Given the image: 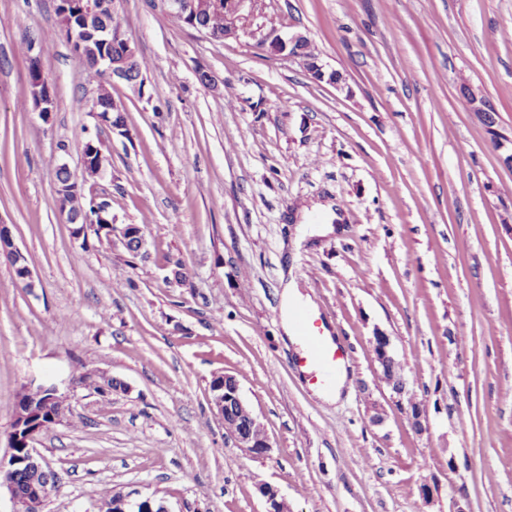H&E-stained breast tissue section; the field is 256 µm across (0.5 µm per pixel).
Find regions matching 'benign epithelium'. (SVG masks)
<instances>
[{
	"mask_svg": "<svg viewBox=\"0 0 512 512\" xmlns=\"http://www.w3.org/2000/svg\"><path fill=\"white\" fill-rule=\"evenodd\" d=\"M245 0H154L155 7L166 13L176 12H203L210 11L214 7L224 6V35H234L238 31L236 16L239 4ZM84 14L88 26L94 27L97 34V41L112 44L115 51L112 55L97 57V65L102 75L112 79V82H123L134 88L140 86L143 75L137 74V51L131 44L122 30H114L108 26L93 25L97 18L101 17V8L88 0L85 4ZM306 42V36L302 33L282 34L276 29L260 34L257 38V45L263 52L270 56H288L296 59L306 66L314 80H323L341 85L342 78L336 73H326L317 64V57L305 58L302 54V46ZM463 98L473 111L477 112L482 120L488 118V108L481 96L472 88L468 87L463 93ZM95 200L100 208L96 210L98 216L94 217L88 213L79 216L69 217V223L77 225L74 232L77 236H87L88 229L94 228L97 224H107L111 233L116 234L122 243L130 240L138 242V250H143L147 244L142 228L138 226H118L105 218L104 214L109 212L110 203L107 195L93 192ZM0 253H6L13 258L23 257L21 250L15 245L11 230L8 225L0 221ZM374 361L380 368L385 383L391 390L402 397L407 394V382L402 371L395 369V357L391 341L385 333L375 332L372 339ZM23 392L27 395H36V398L49 404L57 401L60 392L54 386L39 385L37 387L26 386ZM211 406L215 414L224 422L226 436L232 438L237 447L245 453L260 457L265 455L271 448L269 437L264 425L259 421L252 409L245 403L240 394L239 382L235 376L224 374L213 379L211 385ZM41 429L37 428L29 432L24 438V447L11 449L8 459L0 461V487L8 490L15 505L14 512H44L46 505L45 489L57 479L40 455L33 442ZM26 474L29 476L27 486L19 488L16 482L17 475ZM258 490L266 498L268 504L267 512H289L288 504L279 498L278 491L268 484H260ZM112 510L114 512H171L166 501L157 497L156 494L144 495L139 491L124 493L116 491L112 493Z\"/></svg>",
	"mask_w": 512,
	"mask_h": 512,
	"instance_id": "obj_1",
	"label": "benign epithelium"
}]
</instances>
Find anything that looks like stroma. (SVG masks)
Returning a JSON list of instances; mask_svg holds the SVG:
<instances>
[{"label":"stroma","mask_w":512,"mask_h":512,"mask_svg":"<svg viewBox=\"0 0 512 512\" xmlns=\"http://www.w3.org/2000/svg\"><path fill=\"white\" fill-rule=\"evenodd\" d=\"M56 7L0 0V221L33 281L0 255V458L22 388L57 386L70 413L34 443L60 482L46 512H94L119 489L171 512H267L262 483L290 512H512V0H245L222 41L121 0L149 64L143 91L109 87L125 136L76 108L98 86L65 37L42 41ZM273 28L306 35L341 85L257 48ZM26 40L53 92L46 117L22 105ZM88 139L107 157L113 223L144 227L141 258L75 237L56 203L57 169L81 176ZM285 277L353 345L337 402L304 386L282 340ZM378 330L425 430L379 377ZM91 370L120 389L79 383ZM225 373L266 428L265 456L211 408Z\"/></svg>","instance_id":"stroma-1"}]
</instances>
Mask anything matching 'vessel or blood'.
Instances as JSON below:
<instances>
[{"label": "vessel or blood", "mask_w": 512, "mask_h": 512, "mask_svg": "<svg viewBox=\"0 0 512 512\" xmlns=\"http://www.w3.org/2000/svg\"><path fill=\"white\" fill-rule=\"evenodd\" d=\"M296 327L305 346L299 364L307 384L325 390L333 389L339 370L350 360L349 347L341 343L334 346L326 343L320 334L318 322L306 314H297Z\"/></svg>", "instance_id": "b4317fda"}]
</instances>
